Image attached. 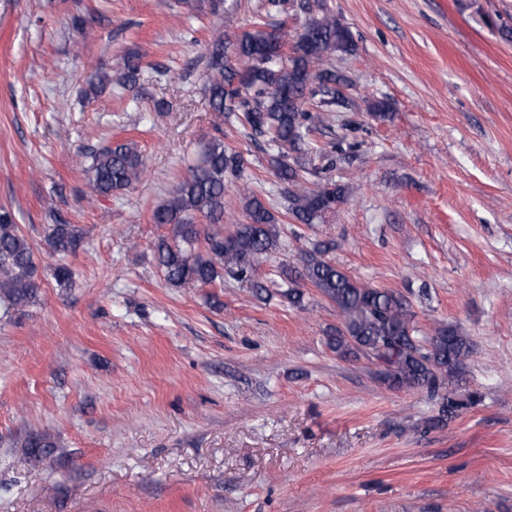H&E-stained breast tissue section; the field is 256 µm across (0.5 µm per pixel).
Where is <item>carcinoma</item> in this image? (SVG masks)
<instances>
[{
	"mask_svg": "<svg viewBox=\"0 0 512 512\" xmlns=\"http://www.w3.org/2000/svg\"><path fill=\"white\" fill-rule=\"evenodd\" d=\"M309 13L293 49H281L285 34L280 24L263 21L233 36L226 13L213 29L206 61L209 106L219 120L235 119L255 143L268 146L270 166L281 182L285 217L297 224H318L348 199V188L328 179L307 183L302 177L316 148L308 140L311 125L326 127L335 113L347 108L342 89L349 79L336 71L332 57L347 51L350 34L327 7ZM142 71L140 56L129 54L117 70L115 82L124 89L136 87ZM206 142L187 166L169 197L152 212L156 224L171 226V235L156 246L158 264L168 283L176 288L210 285L224 278L251 284L258 298H271L265 285L252 280L256 263L277 247L278 219L248 186L243 195V219L224 232V194L241 179L245 159L224 146V132ZM83 199L94 203L101 196L132 189L145 172L144 156L132 139H119L89 152ZM58 257L53 268L57 283L71 286L69 255L81 244L73 224H54L47 239ZM30 244L20 234L14 214L0 209V295L9 308L25 307L36 298L39 284ZM286 289L281 297L302 306L304 292L296 280L281 271ZM300 277L328 298L343 317L342 327L330 336L329 346L340 356L369 357L383 367L390 389H423L435 396L445 384L463 375L470 342L451 327L424 336L414 323V313L398 293L369 288L354 281L325 258V250L305 253ZM467 405L461 399L443 398L430 426L442 427ZM24 447L34 455H49L56 448L48 435L29 436Z\"/></svg>",
	"mask_w": 512,
	"mask_h": 512,
	"instance_id": "1",
	"label": "carcinoma"
}]
</instances>
